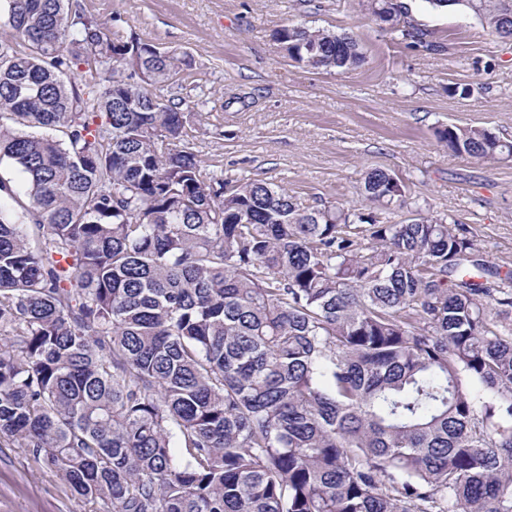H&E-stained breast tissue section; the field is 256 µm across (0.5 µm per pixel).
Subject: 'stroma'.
<instances>
[{
    "label": "stroma",
    "instance_id": "35a3bbf8",
    "mask_svg": "<svg viewBox=\"0 0 512 512\" xmlns=\"http://www.w3.org/2000/svg\"><path fill=\"white\" fill-rule=\"evenodd\" d=\"M432 49L413 48L361 0H80L116 39L187 53L183 80L156 88L190 119L196 149L215 174L261 179L301 209H367L365 172L405 186L400 221L453 216L486 260L512 270V159L477 161L446 151L454 124L512 139V41L473 16L405 0ZM359 36L366 62L347 71L298 67L273 38L288 24ZM469 87L461 98L450 87ZM0 512H98L26 448L0 440Z\"/></svg>",
    "mask_w": 512,
    "mask_h": 512
}]
</instances>
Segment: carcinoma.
<instances>
[{"label":"carcinoma","mask_w":512,"mask_h":512,"mask_svg":"<svg viewBox=\"0 0 512 512\" xmlns=\"http://www.w3.org/2000/svg\"><path fill=\"white\" fill-rule=\"evenodd\" d=\"M512 38V0H425ZM409 46L401 0H367ZM0 439L112 512H512V272L447 216L299 208L203 165L152 88L188 55L0 0ZM298 65L365 61L286 25ZM112 81L71 80L79 65ZM512 158L484 127L436 132ZM364 199L405 204L372 169ZM497 279L491 284L488 278Z\"/></svg>","instance_id":"obj_1"}]
</instances>
